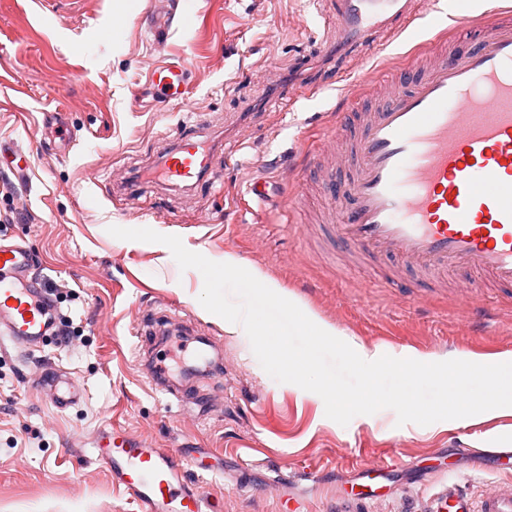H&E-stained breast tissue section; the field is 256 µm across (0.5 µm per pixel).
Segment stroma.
Segmentation results:
<instances>
[{
  "mask_svg": "<svg viewBox=\"0 0 512 512\" xmlns=\"http://www.w3.org/2000/svg\"><path fill=\"white\" fill-rule=\"evenodd\" d=\"M440 30L436 14L423 12L358 65L397 71ZM331 35L330 0H0V237L29 248L70 331L34 349L0 338V512H136L92 452L108 423L202 455L213 512H280L264 491L277 476L304 498V512H411L429 472L449 485L512 481V459L498 456L512 449V413L401 426L383 409L339 425L318 394L277 382L247 339L204 313L199 271L180 270L165 245L108 232L147 227L215 262L233 254L369 347L439 361L512 352V304L494 292L458 276L403 299L381 271L335 251L323 225L306 223L321 198L298 180L302 153L346 101L335 87L266 106L263 84L278 74L299 85L339 67L321 53ZM162 60L188 69L185 99L154 101L148 76ZM58 109L63 124L48 125ZM186 124L233 155L216 156L208 184L120 183L155 167ZM261 179L299 183L300 194L255 200L249 189ZM453 288L494 314L471 328L449 301ZM152 319L186 330L185 366L173 379L199 384L207 415L151 383L170 350L160 337L137 338ZM218 360L216 378L207 366ZM51 368L81 382L78 406L57 410L32 384L31 373ZM383 458L393 465L371 480L372 500L344 507L365 467ZM309 471L321 472L320 484L305 480Z\"/></svg>",
  "mask_w": 512,
  "mask_h": 512,
  "instance_id": "stroma-1",
  "label": "stroma"
}]
</instances>
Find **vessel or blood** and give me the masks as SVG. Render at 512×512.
Returning a JSON list of instances; mask_svg holds the SVG:
<instances>
[{"label":"vessel or blood","instance_id":"1","mask_svg":"<svg viewBox=\"0 0 512 512\" xmlns=\"http://www.w3.org/2000/svg\"><path fill=\"white\" fill-rule=\"evenodd\" d=\"M334 37L328 51L357 56L417 20L418 0H331ZM448 30H473V45L448 47L439 37L422 47L397 78L373 68L343 88L347 108L333 134L344 147L335 162L320 161L330 147L306 152L305 169L327 208L322 223L344 253L383 268L411 299L419 288L442 287L444 275L477 274L485 287L512 288V9L478 16L448 11ZM157 99L184 98L188 71L178 62L149 73ZM382 87L363 108L362 91ZM192 131H179L160 172L174 185L192 186L214 167ZM27 246L0 243V333L37 346L52 338L56 302L31 273ZM155 365L156 385L186 402L195 385L169 384ZM50 389L57 409L78 405L81 386L66 373L35 378ZM95 458L138 512H211L192 457L164 449L119 427L103 429ZM430 512H512V482L479 491L455 485L434 494Z\"/></svg>","mask_w":512,"mask_h":512}]
</instances>
